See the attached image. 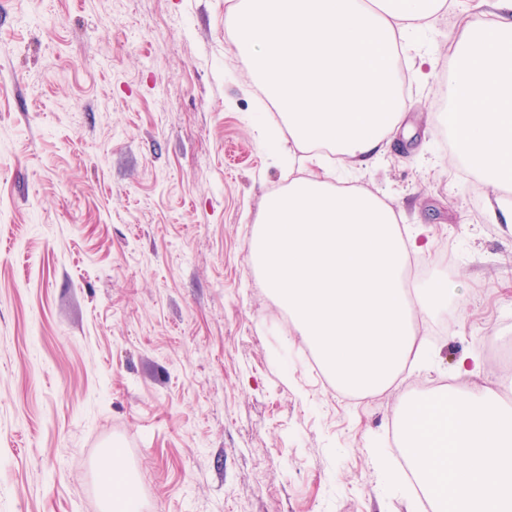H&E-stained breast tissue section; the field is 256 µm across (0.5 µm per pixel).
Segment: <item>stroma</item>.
<instances>
[{
    "label": "stroma",
    "mask_w": 512,
    "mask_h": 512,
    "mask_svg": "<svg viewBox=\"0 0 512 512\" xmlns=\"http://www.w3.org/2000/svg\"><path fill=\"white\" fill-rule=\"evenodd\" d=\"M455 23L415 35L431 78L407 79L386 154L340 175L433 227L421 278L466 305L420 323L428 365L358 397L249 262L288 160L224 0H0V512H101L108 444L141 512H424L401 403L471 349L472 387L512 375V231L437 119Z\"/></svg>",
    "instance_id": "1"
}]
</instances>
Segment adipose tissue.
<instances>
[{
	"label": "adipose tissue",
	"mask_w": 512,
	"mask_h": 512,
	"mask_svg": "<svg viewBox=\"0 0 512 512\" xmlns=\"http://www.w3.org/2000/svg\"><path fill=\"white\" fill-rule=\"evenodd\" d=\"M225 25L272 102L281 142L304 176L272 191L257 212L252 263L295 335L343 390L368 396L422 363L420 318L447 310L445 277L404 279L425 228L406 233L385 198L336 183L333 152L367 167L387 151L405 112L399 58L414 31L450 13L453 70L444 121L457 164L491 185L489 223L512 226V0H225ZM479 353L457 360L448 383L414 395L397 416L400 447L431 512H512V403L473 391ZM107 512H139L117 462L102 471Z\"/></svg>",
	"instance_id": "adipose-tissue-1"
}]
</instances>
